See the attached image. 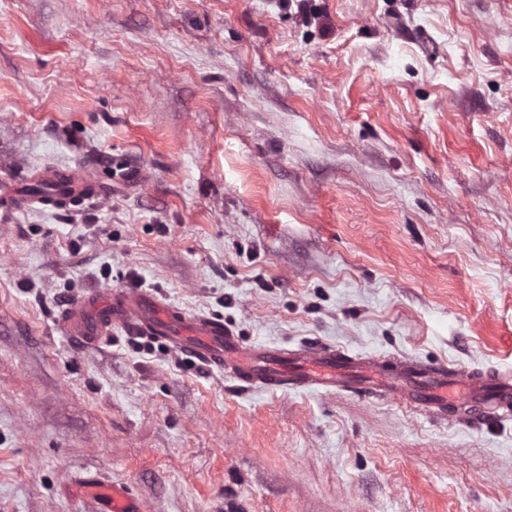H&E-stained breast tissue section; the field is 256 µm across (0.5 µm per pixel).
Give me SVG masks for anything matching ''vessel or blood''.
Segmentation results:
<instances>
[{
    "label": "vessel or blood",
    "instance_id": "b4317fda",
    "mask_svg": "<svg viewBox=\"0 0 512 512\" xmlns=\"http://www.w3.org/2000/svg\"><path fill=\"white\" fill-rule=\"evenodd\" d=\"M31 194L11 178L0 180V211L67 210L96 204L108 189L93 174L48 166L36 170ZM63 335L86 345L107 341L122 329L159 342L208 368L224 371L246 385L267 390L356 391L397 398L429 416L444 419L449 409L465 408L470 419L497 421L512 417V372L458 370L412 357L361 359L329 344L245 345L220 319L191 314L143 288L89 289L61 310ZM109 512H138L120 485L96 493Z\"/></svg>",
    "mask_w": 512,
    "mask_h": 512
}]
</instances>
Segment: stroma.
Wrapping results in <instances>:
<instances>
[{
    "instance_id": "obj_1",
    "label": "stroma",
    "mask_w": 512,
    "mask_h": 512,
    "mask_svg": "<svg viewBox=\"0 0 512 512\" xmlns=\"http://www.w3.org/2000/svg\"><path fill=\"white\" fill-rule=\"evenodd\" d=\"M116 164L0 215V512H512V418L54 324L145 288L248 345L512 371V0H0V175ZM27 183L29 186L41 184L48 193L31 194L10 177L2 178V212L68 210L86 203H99L108 194L106 185L93 174L80 173L70 168L48 166L38 169L27 179ZM92 493L99 499H106L109 501V511L107 512H138V508H134L133 502L129 493L121 486L113 484L112 487L106 491L90 487Z\"/></svg>"
}]
</instances>
